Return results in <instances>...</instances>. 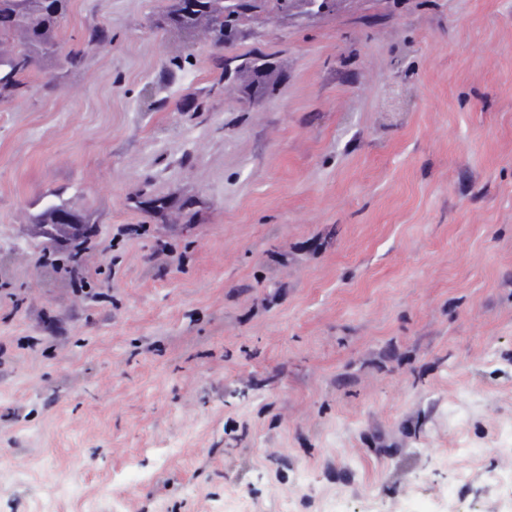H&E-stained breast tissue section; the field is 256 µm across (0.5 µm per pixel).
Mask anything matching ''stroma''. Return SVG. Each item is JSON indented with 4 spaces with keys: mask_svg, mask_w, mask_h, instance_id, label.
Instances as JSON below:
<instances>
[{
    "mask_svg": "<svg viewBox=\"0 0 512 512\" xmlns=\"http://www.w3.org/2000/svg\"><path fill=\"white\" fill-rule=\"evenodd\" d=\"M177 7L69 0L0 100V512H512V0ZM201 2L206 6L205 10L195 11L190 15L183 13L182 4L177 17L180 20L177 22L181 28L192 29L205 20L206 25L211 26L215 33V44L222 42L224 32L223 9L224 13L233 18L247 15L256 9L255 0H227L225 4L224 0H202ZM87 235L83 227H76L75 230L71 231L67 236L60 238L57 243L60 246L62 253L69 256L71 265L66 268L70 273V276L74 283H80V287L77 291L82 294L86 292L83 288V283H87V277L91 275V270L86 268L83 264L82 256L88 249L86 242L82 238Z\"/></svg>",
    "mask_w": 512,
    "mask_h": 512,
    "instance_id": "1",
    "label": "stroma"
}]
</instances>
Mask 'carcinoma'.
Segmentation results:
<instances>
[{"mask_svg":"<svg viewBox=\"0 0 512 512\" xmlns=\"http://www.w3.org/2000/svg\"><path fill=\"white\" fill-rule=\"evenodd\" d=\"M205 9L190 15L178 14V24L192 29L204 21L222 42L224 0H202ZM68 0H0V96L16 95L24 88L23 77L38 60L55 52V28L66 13ZM67 209L49 201L36 223L54 224L56 215Z\"/></svg>","mask_w":512,"mask_h":512,"instance_id":"obj_1","label":"carcinoma"}]
</instances>
